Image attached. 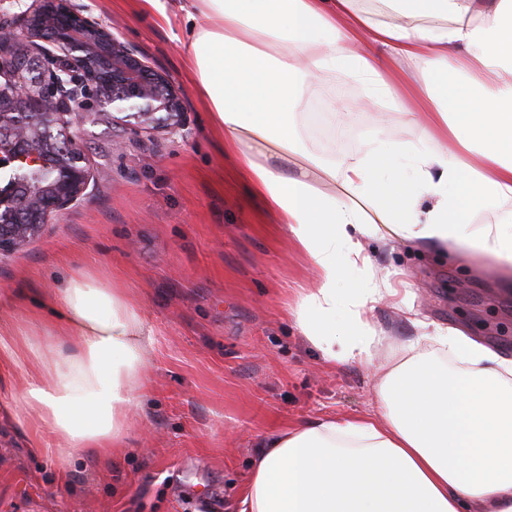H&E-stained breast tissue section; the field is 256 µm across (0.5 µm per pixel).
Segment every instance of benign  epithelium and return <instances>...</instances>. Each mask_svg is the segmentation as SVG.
Segmentation results:
<instances>
[{"mask_svg": "<svg viewBox=\"0 0 512 512\" xmlns=\"http://www.w3.org/2000/svg\"><path fill=\"white\" fill-rule=\"evenodd\" d=\"M130 112L141 130L183 127L184 107L169 77L150 67L70 0H32L16 23L0 21V168L44 164L50 130L69 132L47 182L0 184V255L20 251L53 218L87 195L92 180L80 142L82 127Z\"/></svg>", "mask_w": 512, "mask_h": 512, "instance_id": "obj_1", "label": "benign epithelium"}]
</instances>
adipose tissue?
Here are the masks:
<instances>
[{"mask_svg":"<svg viewBox=\"0 0 512 512\" xmlns=\"http://www.w3.org/2000/svg\"><path fill=\"white\" fill-rule=\"evenodd\" d=\"M183 12L186 67L225 157L314 268L295 323L326 360L377 373L371 416L262 441L240 512H512V360L429 329L363 245L512 271V0H188ZM340 74L362 93L332 123L392 108L417 139L379 122L360 154L311 152L296 118L308 90L335 103ZM383 304L414 336L371 322ZM41 305L40 329L0 331V370L37 363L11 406L64 478L76 450L124 441L151 330L137 301L87 270Z\"/></svg>","mask_w":512,"mask_h":512,"instance_id":"adipose-tissue-1","label":"adipose tissue"}]
</instances>
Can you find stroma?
Here are the masks:
<instances>
[{
	"instance_id": "obj_1",
	"label": "stroma",
	"mask_w": 512,
	"mask_h": 512,
	"mask_svg": "<svg viewBox=\"0 0 512 512\" xmlns=\"http://www.w3.org/2000/svg\"><path fill=\"white\" fill-rule=\"evenodd\" d=\"M139 50L180 90L177 132L133 133L125 114L86 125L94 175L85 202L58 215L23 252L0 256V321L36 306L73 272L97 273L142 306L153 327L148 391L120 450L78 449L65 482L35 448V423L8 406L28 373L0 381V512H239L263 436L375 409L373 369L325 362L288 315L314 273L283 225L247 202L224 138L185 69L181 0L170 24L137 0H71ZM377 120L359 112L335 137L298 124L312 149L360 152ZM380 273L405 272L415 309L512 359V285L480 260L422 255L368 239Z\"/></svg>"
}]
</instances>
